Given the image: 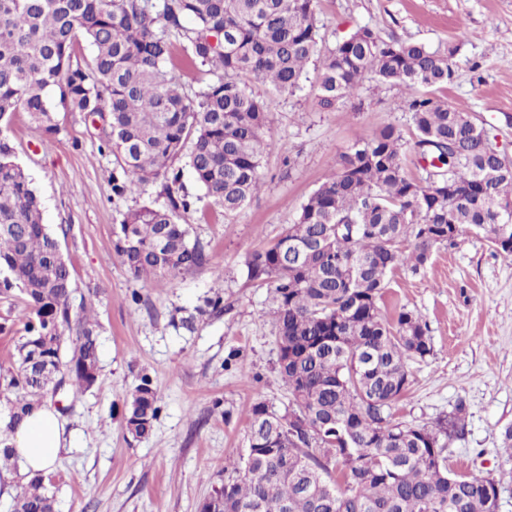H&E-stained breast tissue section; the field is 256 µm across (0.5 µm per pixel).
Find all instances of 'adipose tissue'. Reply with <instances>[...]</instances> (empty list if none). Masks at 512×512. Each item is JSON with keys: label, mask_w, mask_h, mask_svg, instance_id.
<instances>
[{"label": "adipose tissue", "mask_w": 512, "mask_h": 512, "mask_svg": "<svg viewBox=\"0 0 512 512\" xmlns=\"http://www.w3.org/2000/svg\"><path fill=\"white\" fill-rule=\"evenodd\" d=\"M61 429L58 414L46 406L33 410L15 428L11 444L25 472H51L61 448Z\"/></svg>", "instance_id": "adipose-tissue-1"}]
</instances>
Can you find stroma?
<instances>
[{"mask_svg":"<svg viewBox=\"0 0 512 512\" xmlns=\"http://www.w3.org/2000/svg\"><path fill=\"white\" fill-rule=\"evenodd\" d=\"M316 20L324 49L363 27L440 51L461 38L454 79L437 95L469 113L512 157V0H318ZM317 76V65H308L303 90L278 100L257 199L230 221L205 201L184 217L210 263L176 284L131 280L112 250L113 224L156 202L158 186L113 195L111 153L83 113L58 97L50 99L52 136L28 113L14 114L7 136L70 267L71 305L91 302L100 325V386L62 396L68 410L54 467L56 512H200L224 482L225 458L248 446L246 409L261 401L287 410L270 292L248 280L247 257L295 221L356 139L388 124L412 137L404 87L367 83L361 111L326 110L316 98ZM216 292L223 314L197 315L203 297ZM380 307L389 319L404 309L421 315L433 345L432 355L410 361L411 385L394 406L396 419L428 424L464 404L466 433L452 442L448 467L499 482V512H512V461L500 443L512 425V259L484 236L463 233L455 245L436 246L419 273L388 274ZM175 311L193 317V331L170 324ZM26 312L22 294H0V375L12 367ZM144 374L160 412L149 437L136 440L123 414Z\"/></svg>","mask_w":512,"mask_h":512,"instance_id":"obj_1","label":"stroma"}]
</instances>
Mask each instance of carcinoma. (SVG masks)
Returning a JSON list of instances; mask_svg holds the SVG:
<instances>
[{
	"label": "carcinoma",
	"instance_id": "1",
	"mask_svg": "<svg viewBox=\"0 0 512 512\" xmlns=\"http://www.w3.org/2000/svg\"><path fill=\"white\" fill-rule=\"evenodd\" d=\"M316 0H0V294L27 302L15 367L3 376L15 399L0 416L7 437L48 392L96 386L98 332L87 303L72 313L70 271L43 224L31 180L5 131L30 114L55 134L49 95L101 121L117 197L161 181V206L143 205L112 225L113 253L135 281L174 283L209 263L180 219L200 198L182 182L186 159L203 197L229 220L259 195L271 149L276 96L303 87L319 57L318 100L352 105L367 81L404 86L412 144L388 125L354 142L274 242L253 251L247 276L270 288L278 331L277 372L291 414L263 402L248 410V448L227 459L213 512H491L484 479L448 471V442L464 437L463 406L433 425L394 419L408 390V362L432 351L426 324L379 302L389 272L416 274L432 249L465 229L512 256V173L494 170L483 126L435 95L451 82L458 45L385 39L363 27L320 53ZM94 48L73 61L78 36ZM187 67L215 75L191 96L168 68L173 40ZM271 87L257 96L247 81ZM412 150L434 180L405 172ZM493 176L495 197L481 184ZM160 411L152 380L140 376L124 413L126 431L148 436ZM56 475L37 474L13 512H54Z\"/></svg>",
	"mask_w": 512,
	"mask_h": 512
}]
</instances>
